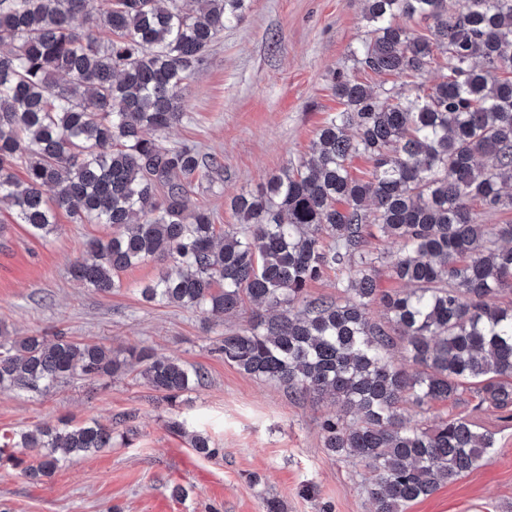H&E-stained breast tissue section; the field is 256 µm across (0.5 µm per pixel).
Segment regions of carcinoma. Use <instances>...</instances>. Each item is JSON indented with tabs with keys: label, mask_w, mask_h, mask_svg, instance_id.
Returning <instances> with one entry per match:
<instances>
[{
	"label": "carcinoma",
	"mask_w": 512,
	"mask_h": 512,
	"mask_svg": "<svg viewBox=\"0 0 512 512\" xmlns=\"http://www.w3.org/2000/svg\"><path fill=\"white\" fill-rule=\"evenodd\" d=\"M201 2L196 12L189 0H99L92 11L89 0H0V205L41 238L61 211L109 225L72 267L92 288H120L119 272L157 259L165 267L141 288L148 302L214 322L248 302L269 311L224 333V362L296 398L335 403L320 423L324 447L365 463L373 512H404L494 447L464 418L410 425L406 405L473 392L512 409V301L499 302L512 293V224L480 223L512 211V0H366L370 30L355 65L396 81L374 89L336 76L344 109L322 125L310 158L233 198L237 223L223 228L188 207L216 161L149 137L181 120L187 81L251 0ZM441 57L446 73L425 85ZM357 156L372 164L365 179L351 174ZM375 239L396 245L394 258ZM329 271L339 296L309 297ZM384 273L406 289L381 287ZM395 346L399 366L386 360ZM134 370L168 402L203 379L148 346L0 342V388L43 394ZM130 421L4 436L0 462L50 477L126 439ZM190 445L205 458L224 452L203 434Z\"/></svg>",
	"instance_id": "obj_1"
}]
</instances>
